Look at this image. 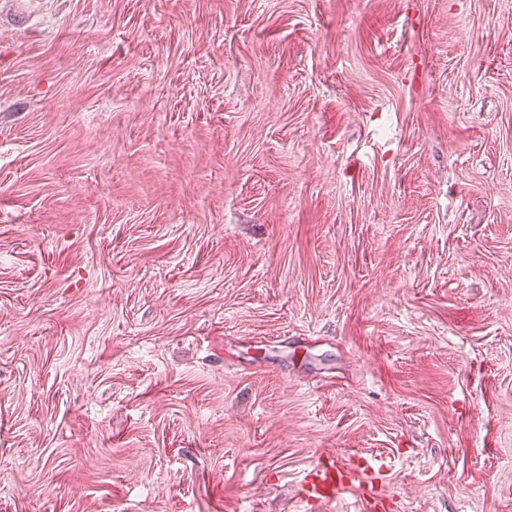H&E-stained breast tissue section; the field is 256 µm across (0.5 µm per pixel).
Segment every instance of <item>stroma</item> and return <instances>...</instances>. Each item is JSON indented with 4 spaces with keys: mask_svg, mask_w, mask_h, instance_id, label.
<instances>
[{
    "mask_svg": "<svg viewBox=\"0 0 512 512\" xmlns=\"http://www.w3.org/2000/svg\"><path fill=\"white\" fill-rule=\"evenodd\" d=\"M512 512V0H0V512ZM374 461L356 456L340 459L330 453L321 455L304 472L301 481L303 499L310 504L331 507L356 489L362 511H385V496L369 474L374 471Z\"/></svg>",
    "mask_w": 512,
    "mask_h": 512,
    "instance_id": "stroma-1",
    "label": "stroma"
}]
</instances>
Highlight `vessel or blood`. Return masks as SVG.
<instances>
[{"mask_svg":"<svg viewBox=\"0 0 512 512\" xmlns=\"http://www.w3.org/2000/svg\"><path fill=\"white\" fill-rule=\"evenodd\" d=\"M372 461L352 456L346 459L327 453L307 468L301 481L307 503L330 507L346 493L356 492L363 512H385V497L374 482Z\"/></svg>","mask_w":512,"mask_h":512,"instance_id":"vessel-or-blood-1","label":"vessel or blood"}]
</instances>
